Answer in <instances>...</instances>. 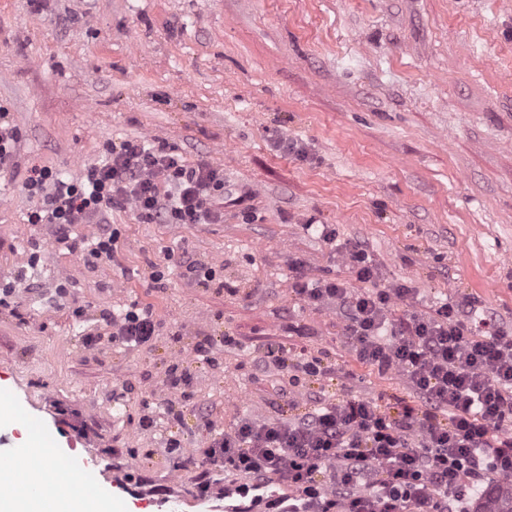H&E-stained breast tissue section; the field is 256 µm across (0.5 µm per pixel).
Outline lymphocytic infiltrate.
I'll list each match as a JSON object with an SVG mask.
<instances>
[{"instance_id": "lymphocytic-infiltrate-1", "label": "lymphocytic infiltrate", "mask_w": 512, "mask_h": 512, "mask_svg": "<svg viewBox=\"0 0 512 512\" xmlns=\"http://www.w3.org/2000/svg\"><path fill=\"white\" fill-rule=\"evenodd\" d=\"M109 153L77 181L29 168L28 223L56 225L66 243L71 226L119 206L155 224L223 221V171L186 165L162 145L122 140ZM336 255L357 286L300 272L296 299L334 307L356 360L400 377L412 398L334 402L297 387L290 400L304 412L241 418L206 454L208 464L249 477L234 487L232 512H472L471 488L512 476V330L474 299L426 311L407 284L376 287L378 267L360 243L339 244ZM396 300L409 309L399 320ZM105 320L128 347L149 346L159 326L152 305L136 302Z\"/></svg>"}]
</instances>
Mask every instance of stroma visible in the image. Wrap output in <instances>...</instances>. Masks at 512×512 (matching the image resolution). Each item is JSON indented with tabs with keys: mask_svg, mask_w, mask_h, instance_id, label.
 <instances>
[{
	"mask_svg": "<svg viewBox=\"0 0 512 512\" xmlns=\"http://www.w3.org/2000/svg\"><path fill=\"white\" fill-rule=\"evenodd\" d=\"M0 105L21 132L19 168L0 176V282L15 287L0 382L39 447L79 456L64 490L88 478L139 512H196L212 438L292 411L295 368L253 366L272 345L353 371L311 380L330 399L406 396L356 362L334 311L296 302L294 260L312 279H355L316 225L365 245L382 284L427 307L477 299L512 328V0H0ZM278 135L307 157L279 152ZM124 139L223 170V223L116 208L117 258L96 263L27 223L29 167L76 179ZM186 258L227 291L183 280ZM135 301L160 327L129 349L104 317ZM172 363L191 370L187 395L164 385Z\"/></svg>",
	"mask_w": 512,
	"mask_h": 512,
	"instance_id": "35a3bbf8",
	"label": "stroma"
}]
</instances>
